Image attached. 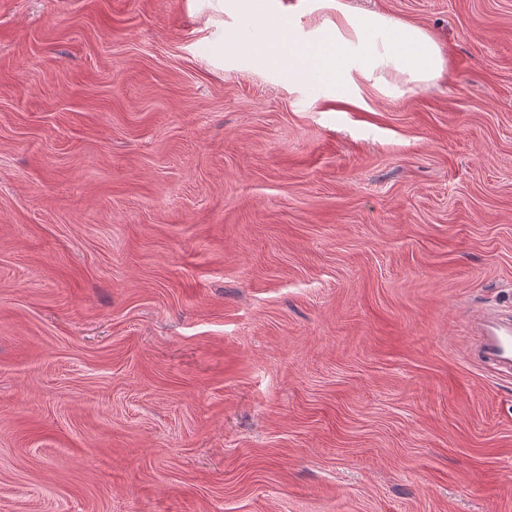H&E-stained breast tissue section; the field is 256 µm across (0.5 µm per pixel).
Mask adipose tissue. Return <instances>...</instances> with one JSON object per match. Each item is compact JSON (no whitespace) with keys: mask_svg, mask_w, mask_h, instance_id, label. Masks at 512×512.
<instances>
[{"mask_svg":"<svg viewBox=\"0 0 512 512\" xmlns=\"http://www.w3.org/2000/svg\"><path fill=\"white\" fill-rule=\"evenodd\" d=\"M331 2L335 22L304 34L282 11L270 9L267 0H227L244 26L230 30L223 45L249 52L289 80L336 98L352 97L362 78L388 95L394 90L392 78L420 87L444 70L439 43L422 27L377 11L351 12L344 0Z\"/></svg>","mask_w":512,"mask_h":512,"instance_id":"ef3b65f1","label":"adipose tissue"}]
</instances>
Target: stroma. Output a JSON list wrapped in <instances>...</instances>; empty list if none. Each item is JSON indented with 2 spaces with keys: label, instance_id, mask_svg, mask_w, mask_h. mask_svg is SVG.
Listing matches in <instances>:
<instances>
[{
  "label": "stroma",
  "instance_id": "1",
  "mask_svg": "<svg viewBox=\"0 0 512 512\" xmlns=\"http://www.w3.org/2000/svg\"><path fill=\"white\" fill-rule=\"evenodd\" d=\"M327 98L210 0H0V512H512V0H345ZM327 2L336 9V21L303 36L286 14L270 9L265 0H228V9L255 34L242 26L232 29L218 49L249 52L287 75L288 81L313 84L336 98L352 97L358 89L356 78L374 79L389 95L397 86L387 77H403L405 83L420 87L444 70L439 43L422 27L393 22L377 11L352 13L341 0ZM495 323H490V321ZM497 323V324H496ZM478 358L493 367L512 370V319L480 314L472 319Z\"/></svg>",
  "mask_w": 512,
  "mask_h": 512
}]
</instances>
